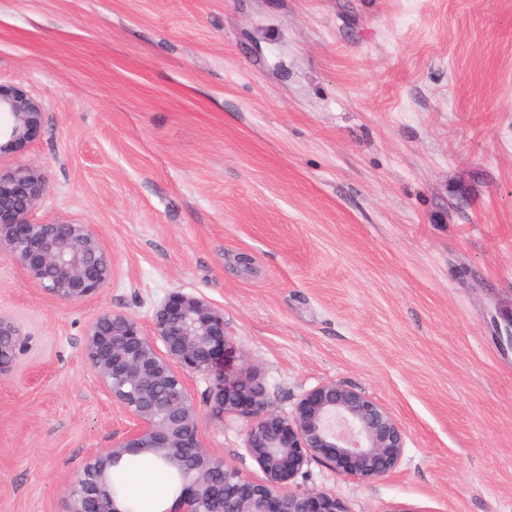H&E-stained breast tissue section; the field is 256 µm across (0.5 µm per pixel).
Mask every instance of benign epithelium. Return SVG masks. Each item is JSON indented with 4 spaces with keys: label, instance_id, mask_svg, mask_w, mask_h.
Here are the masks:
<instances>
[{
    "label": "benign epithelium",
    "instance_id": "1",
    "mask_svg": "<svg viewBox=\"0 0 512 512\" xmlns=\"http://www.w3.org/2000/svg\"><path fill=\"white\" fill-rule=\"evenodd\" d=\"M0 153L28 139L42 105L0 87ZM46 183L32 167L0 173V253H7L44 293L81 302L112 279V256L89 224L33 222ZM163 348H158L157 343ZM231 338L224 312L202 298L177 294L161 303L150 331L133 318L107 312L91 324L85 355L100 383L132 419L119 442L95 453L68 485L67 512H128L112 494V467L148 454L179 477L175 512H347L325 491L292 486L317 461L355 483L377 480L400 463L404 430L371 395L333 380L307 391L294 412L275 411L261 379L248 369L224 372ZM27 337L0 316V378ZM210 378L216 418L232 413L246 423V448L264 479L242 476L201 442V423L187 378Z\"/></svg>",
    "mask_w": 512,
    "mask_h": 512
}]
</instances>
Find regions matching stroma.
I'll list each match as a JSON object with an SVG mask.
<instances>
[{
    "instance_id": "obj_1",
    "label": "stroma",
    "mask_w": 512,
    "mask_h": 512,
    "mask_svg": "<svg viewBox=\"0 0 512 512\" xmlns=\"http://www.w3.org/2000/svg\"><path fill=\"white\" fill-rule=\"evenodd\" d=\"M0 86L43 105L0 171L38 168L36 221L89 224L113 277L52 298L0 255L28 337L0 379V512H64L131 424L84 355L106 311L172 293L224 312V369L273 407L333 380L405 431L400 464L295 483L347 512H512V0H0ZM202 443L263 473L245 423Z\"/></svg>"
}]
</instances>
